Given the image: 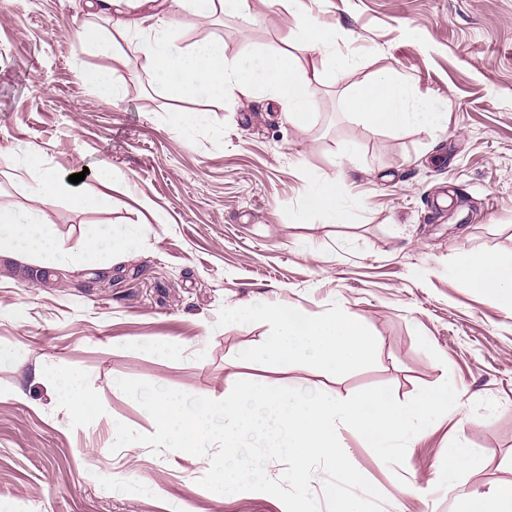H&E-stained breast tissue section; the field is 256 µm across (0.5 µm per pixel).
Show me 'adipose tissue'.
Wrapping results in <instances>:
<instances>
[{
	"instance_id": "ef3b65f1",
	"label": "adipose tissue",
	"mask_w": 512,
	"mask_h": 512,
	"mask_svg": "<svg viewBox=\"0 0 512 512\" xmlns=\"http://www.w3.org/2000/svg\"><path fill=\"white\" fill-rule=\"evenodd\" d=\"M86 14L103 17L112 24L111 32L85 25L79 37L115 65L126 62L117 51L125 42L130 52L143 55L148 68L164 92L175 100L188 101L208 93L220 98L251 97L262 94L276 101L284 117L296 124H307L314 109V84L318 66L306 67L285 51L258 55L248 62H231L219 42L182 45L179 19L191 14L205 18L227 10L246 16L250 0H85ZM292 32L304 50L332 57L336 54V34L332 28L309 17L301 0H288ZM128 51V52H129ZM345 106L373 128L402 130L412 126H439L441 113L435 112L409 86L396 78H384L352 89ZM20 163L32 177L30 191L40 201L36 208L0 207V257L21 255L33 258L41 269L66 270L94 259L99 253L96 239L90 238L68 247L47 235L42 227L44 205L68 195L73 207L94 204L106 208L112 196L106 192L88 197L66 192L63 181L45 168L29 151L18 153ZM341 179L319 183L307 197L308 211L318 213L328 224L343 220L339 200ZM449 275L467 287L495 298L512 308V259L472 254L448 268ZM242 317H261L277 327L256 354L257 360L289 363L308 358L323 367L341 371L369 362L376 344L363 324L335 312L324 317H309L284 308L245 307Z\"/></svg>"
}]
</instances>
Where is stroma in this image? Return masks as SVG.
Here are the masks:
<instances>
[{"instance_id":"35a3bbf8","label":"stroma","mask_w":512,"mask_h":512,"mask_svg":"<svg viewBox=\"0 0 512 512\" xmlns=\"http://www.w3.org/2000/svg\"><path fill=\"white\" fill-rule=\"evenodd\" d=\"M83 0H0V205L37 206L18 148L79 191L112 206L44 209L45 232L74 245L136 226L129 254L30 278L25 259L0 262V512H283L276 497L217 494L208 467L142 444L114 448L117 423L152 433L151 416L112 390L140 379L223 399L235 377L347 398L387 385L399 401L452 380L462 397L414 436L391 470L355 434L341 445L383 495L382 512H448L475 492L512 482V312L448 276L470 253L512 257V0H303L336 31L315 113L298 127L262 98L183 103L166 96L145 58L113 68L82 44ZM252 18L184 16L185 43L216 40L228 59L285 49L288 0H251ZM113 72L121 101L103 99L80 73ZM392 74L441 112L442 126L374 129L344 108L347 89ZM207 112L182 143L174 113ZM348 167L343 223L301 217L311 176ZM456 208L460 224L448 221ZM473 221H466V214ZM108 288L89 287L94 275ZM254 304L323 317L343 310L374 337L370 363L336 372L308 360L260 364L276 332L258 318L226 321ZM81 376L96 407L73 414L54 386ZM483 460L444 480L457 433ZM96 450V471L86 466Z\"/></svg>"}]
</instances>
